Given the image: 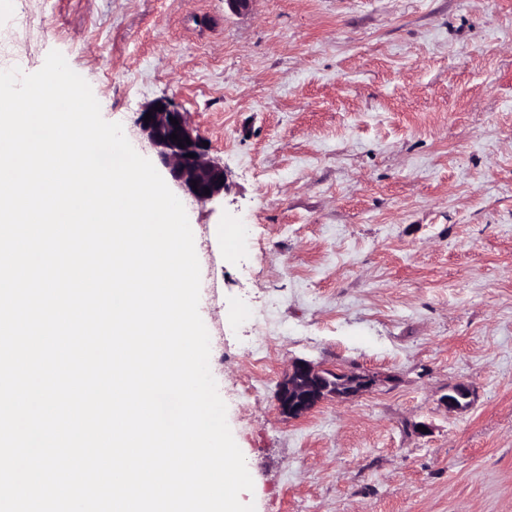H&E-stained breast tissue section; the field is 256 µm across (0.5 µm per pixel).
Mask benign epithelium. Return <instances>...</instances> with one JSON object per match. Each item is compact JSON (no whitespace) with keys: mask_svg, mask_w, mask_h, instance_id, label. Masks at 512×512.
I'll list each match as a JSON object with an SVG mask.
<instances>
[{"mask_svg":"<svg viewBox=\"0 0 512 512\" xmlns=\"http://www.w3.org/2000/svg\"><path fill=\"white\" fill-rule=\"evenodd\" d=\"M159 104L164 109L154 110ZM149 112L152 119L146 122L144 115ZM171 117L178 124H172ZM137 124L184 194L200 203L211 202L224 194L225 186L221 185L225 179L224 166L208 157L202 138L190 126L187 113L166 100H157L139 113ZM173 133L182 140L189 139L190 143L179 147L178 142L170 139ZM191 153L195 157H189ZM206 188L210 190L208 195L204 193ZM382 382L384 377L377 372L319 369L306 360L296 359L279 383L277 408L289 419H300L328 399L350 401Z\"/></svg>","mask_w":512,"mask_h":512,"instance_id":"obj_1","label":"benign epithelium"}]
</instances>
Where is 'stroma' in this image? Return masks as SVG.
Masks as SVG:
<instances>
[{
  "label": "stroma",
  "instance_id": "35a3bbf8",
  "mask_svg": "<svg viewBox=\"0 0 512 512\" xmlns=\"http://www.w3.org/2000/svg\"><path fill=\"white\" fill-rule=\"evenodd\" d=\"M106 121L163 99L223 165L183 197L255 512H512V0H0ZM370 370L281 418L290 360ZM465 383L470 407L442 399Z\"/></svg>",
  "mask_w": 512,
  "mask_h": 512
}]
</instances>
